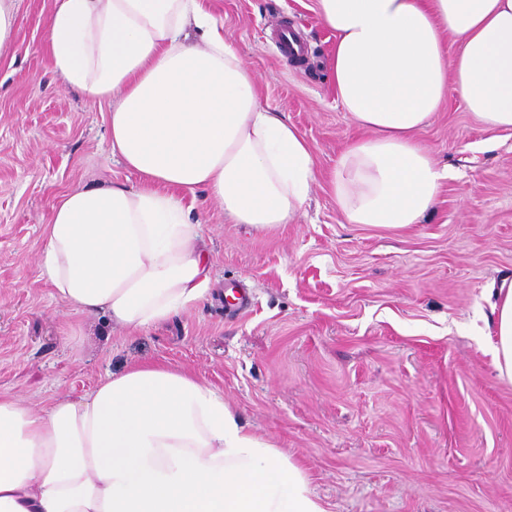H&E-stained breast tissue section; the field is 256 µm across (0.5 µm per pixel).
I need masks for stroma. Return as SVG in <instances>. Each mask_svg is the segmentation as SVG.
Wrapping results in <instances>:
<instances>
[{
	"label": "stroma",
	"instance_id": "obj_1",
	"mask_svg": "<svg viewBox=\"0 0 512 512\" xmlns=\"http://www.w3.org/2000/svg\"><path fill=\"white\" fill-rule=\"evenodd\" d=\"M202 4L313 148L304 213L259 232L199 192L206 300L147 331L66 309L38 267L54 204L139 178L110 153L109 105L45 67L53 0H22L0 57V397L41 410L156 361L222 392L305 467L327 512H512V383L489 341L490 286L512 279V129H484L448 94L418 135L448 173L433 209L403 229L344 223L326 177L361 130L328 74L335 35L312 0Z\"/></svg>",
	"mask_w": 512,
	"mask_h": 512
}]
</instances>
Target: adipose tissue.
<instances>
[{
    "label": "adipose tissue",
    "mask_w": 512,
    "mask_h": 512,
    "mask_svg": "<svg viewBox=\"0 0 512 512\" xmlns=\"http://www.w3.org/2000/svg\"><path fill=\"white\" fill-rule=\"evenodd\" d=\"M328 61L364 137L328 177L348 224L404 227L446 171L417 133L448 92L512 129V0H313ZM52 72L111 102V150L138 187L66 193L39 270L70 310L143 330L206 298L204 189L237 224L292 223L319 173L304 136L264 106L252 73L199 0H54L40 45ZM495 365L512 382V281L493 287ZM0 512H326L305 470L240 425L221 393L158 363L108 374L36 412L0 398Z\"/></svg>",
    "instance_id": "ef3b65f1"
}]
</instances>
